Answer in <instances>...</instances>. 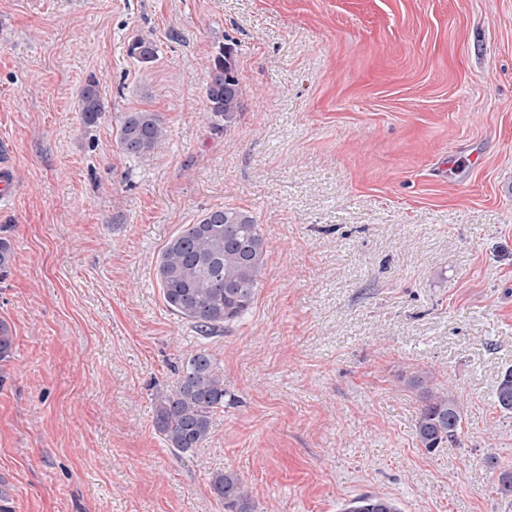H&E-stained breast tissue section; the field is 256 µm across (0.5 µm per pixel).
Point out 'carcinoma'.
<instances>
[{"label": "carcinoma", "instance_id": "carcinoma-1", "mask_svg": "<svg viewBox=\"0 0 512 512\" xmlns=\"http://www.w3.org/2000/svg\"><path fill=\"white\" fill-rule=\"evenodd\" d=\"M128 54L141 65L154 63L157 45L143 37L134 39ZM204 96L211 130L226 132L241 111V88L234 49L223 47L212 58ZM79 106L88 125L98 122L104 107L98 81L91 76L81 90ZM167 137L157 112H126L121 120L117 145L126 155L141 157L160 149ZM268 252L267 239L252 213L238 207L205 211L195 224H184L163 247L156 262V279L168 308L189 323L203 338L217 336L239 321L252 308L263 277ZM425 373L409 379L421 391L424 406L414 426L416 440L431 453L458 441L462 413L450 393L431 387ZM224 381L214 372L213 358L200 351L183 369L179 386L155 396V426L167 447L187 458L203 447L211 431L213 412L224 406ZM496 403L512 412V369L506 370L496 390ZM498 473L499 491L512 495V469L494 457L485 459ZM211 492L224 501V512H256L246 482L234 471H218ZM344 512H399L388 498L364 495L349 502Z\"/></svg>", "mask_w": 512, "mask_h": 512}]
</instances>
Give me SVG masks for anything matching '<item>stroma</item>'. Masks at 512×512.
<instances>
[{"instance_id": "obj_1", "label": "stroma", "mask_w": 512, "mask_h": 512, "mask_svg": "<svg viewBox=\"0 0 512 512\" xmlns=\"http://www.w3.org/2000/svg\"><path fill=\"white\" fill-rule=\"evenodd\" d=\"M157 60L127 54L138 37ZM236 50L242 110L216 134L209 61ZM99 82L86 126L79 93ZM163 148L121 153L124 113ZM0 512H224L215 472L257 512H512V0H0ZM249 210L269 241L250 313L204 340L155 265L205 210ZM212 355L232 405L190 458L157 392ZM426 372L462 411L427 452ZM128 54L141 65L154 63L158 56V47L150 39L138 37L128 46ZM79 106L87 125H94L98 122L104 107L98 91V81L95 77L91 76L86 80L81 90ZM167 130L159 113L137 110L124 113L117 145L123 154L141 157L160 149ZM0 160V206L10 205L17 198V175L13 164L7 159ZM211 492L224 501L226 512H256L246 482L234 471H218L211 480ZM344 512H400L397 504L388 498L364 495L349 502Z\"/></svg>"}]
</instances>
